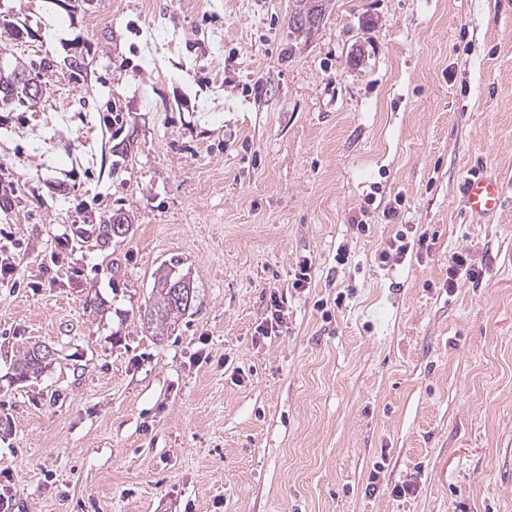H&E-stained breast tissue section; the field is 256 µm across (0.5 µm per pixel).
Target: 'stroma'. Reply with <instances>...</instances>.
I'll list each match as a JSON object with an SVG mask.
<instances>
[{
    "label": "stroma",
    "mask_w": 512,
    "mask_h": 512,
    "mask_svg": "<svg viewBox=\"0 0 512 512\" xmlns=\"http://www.w3.org/2000/svg\"><path fill=\"white\" fill-rule=\"evenodd\" d=\"M325 5L306 33L295 0H0V66L54 65L0 105L11 512H512V201L462 205L512 185V0ZM462 250L482 274L452 289ZM173 257L194 299L159 336ZM464 198L465 209L472 217L493 218L503 205L502 186L491 174L477 175L465 182ZM180 264V259L171 258L169 264H164L155 274L152 286V302L143 313V324H146L148 329L158 330L161 336L165 332L168 333L169 330L170 332L175 330L182 316L190 308L194 297V288H192L191 303L178 305L172 296V288L168 287L169 284L179 281L174 294L180 299H187L188 289L185 288H190V278L186 277L180 280L184 276L179 273L178 267ZM46 348H41L40 345H33L28 348L18 359L16 369L19 371V375L27 376L29 373H35L42 369L43 365L47 363Z\"/></svg>",
    "instance_id": "obj_1"
}]
</instances>
